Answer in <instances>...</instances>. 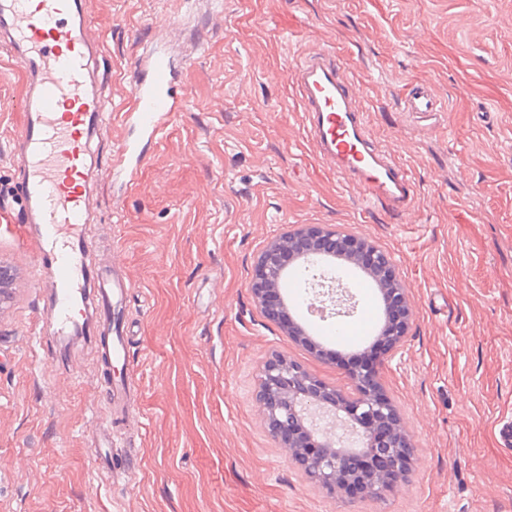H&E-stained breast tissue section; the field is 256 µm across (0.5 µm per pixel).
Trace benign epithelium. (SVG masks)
<instances>
[{"label": "benign epithelium", "instance_id": "obj_1", "mask_svg": "<svg viewBox=\"0 0 512 512\" xmlns=\"http://www.w3.org/2000/svg\"><path fill=\"white\" fill-rule=\"evenodd\" d=\"M344 259L368 272L379 287L383 320L374 343L393 351L406 335L411 308L408 290L385 250L334 227L304 225L269 242L260 253L251 291L267 318L288 337L324 358L331 351L293 319L288 300L270 295L288 273L317 269L328 277ZM349 390L330 386L279 354L261 364L255 405L270 435L290 463L329 495L382 498L405 481L414 448L398 410L386 396L377 358L344 364Z\"/></svg>", "mask_w": 512, "mask_h": 512}]
</instances>
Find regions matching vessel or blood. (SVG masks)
Returning <instances> with one entry per match:
<instances>
[{"label":"vessel or blood","instance_id":"vessel-or-blood-1","mask_svg":"<svg viewBox=\"0 0 512 512\" xmlns=\"http://www.w3.org/2000/svg\"><path fill=\"white\" fill-rule=\"evenodd\" d=\"M0 51L18 67L24 81L20 102L23 123L17 137V166L24 174L21 191L0 183V232L32 252L38 268L51 274L52 288L40 313L57 339L89 336L114 376L111 400H121L131 381L128 337L122 312L129 283L105 264L87 259L89 198L102 171L92 149L107 132L112 100L110 79L100 67L103 46L92 27L86 0H0ZM307 119V133L319 157L356 186L370 203L394 216L412 209L414 186L402 164L371 132L361 91L343 74V63L330 49L303 55L290 73ZM189 98L186 66L165 49L137 63L125 125L138 139L123 140L111 173L133 183L148 146ZM405 111L439 112L432 88L409 87Z\"/></svg>","mask_w":512,"mask_h":512}]
</instances>
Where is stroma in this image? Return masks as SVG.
Here are the masks:
<instances>
[{"mask_svg": "<svg viewBox=\"0 0 512 512\" xmlns=\"http://www.w3.org/2000/svg\"><path fill=\"white\" fill-rule=\"evenodd\" d=\"M116 108L100 151L126 135L139 57L180 27L190 97L136 180L103 178L92 207L101 259L130 282V413L108 421V372L93 346L31 343L42 306L29 253L0 238L11 268L0 303V512H512V0H89ZM314 45L336 50L370 126L410 172L411 220L366 205L310 145L289 72ZM442 113L401 110L415 83ZM20 72L0 52V179L20 185ZM334 225L390 254L409 290L381 382L415 448L385 498L318 490L265 431L259 366L279 353L331 385L339 356L368 351L381 320L371 278L335 266L356 306L296 320L318 358L263 314L257 258L290 225ZM116 436L104 478L93 450Z\"/></svg>", "mask_w": 512, "mask_h": 512, "instance_id": "stroma-1", "label": "stroma"}]
</instances>
